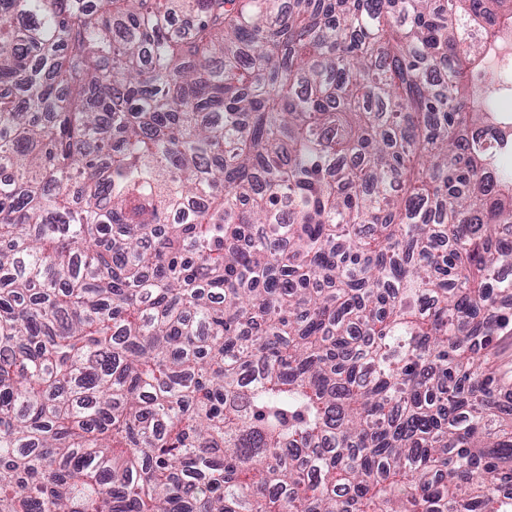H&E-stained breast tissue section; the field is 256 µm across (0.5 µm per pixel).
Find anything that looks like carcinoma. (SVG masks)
I'll return each instance as SVG.
<instances>
[{
	"label": "carcinoma",
	"mask_w": 512,
	"mask_h": 512,
	"mask_svg": "<svg viewBox=\"0 0 512 512\" xmlns=\"http://www.w3.org/2000/svg\"><path fill=\"white\" fill-rule=\"evenodd\" d=\"M512 0H0V512H512ZM502 40L493 47L497 55L492 69L482 72L479 76L480 84H487L491 78L499 77L504 70H512V31H507Z\"/></svg>",
	"instance_id": "1"
}]
</instances>
